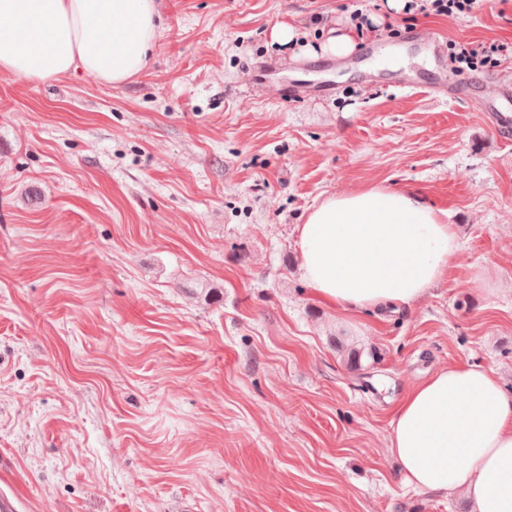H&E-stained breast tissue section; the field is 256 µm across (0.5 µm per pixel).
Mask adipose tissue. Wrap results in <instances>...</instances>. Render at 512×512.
Here are the masks:
<instances>
[{"instance_id": "ef3b65f1", "label": "adipose tissue", "mask_w": 512, "mask_h": 512, "mask_svg": "<svg viewBox=\"0 0 512 512\" xmlns=\"http://www.w3.org/2000/svg\"><path fill=\"white\" fill-rule=\"evenodd\" d=\"M156 0H0V74L50 82L76 72L117 86L142 72ZM314 296L346 313L410 306L458 249L446 209L369 185L313 205L297 227ZM408 485L512 512V392L489 367L442 368L399 403L389 444Z\"/></svg>"}]
</instances>
